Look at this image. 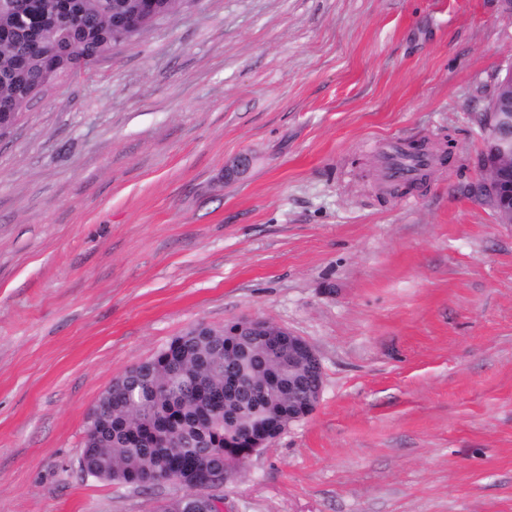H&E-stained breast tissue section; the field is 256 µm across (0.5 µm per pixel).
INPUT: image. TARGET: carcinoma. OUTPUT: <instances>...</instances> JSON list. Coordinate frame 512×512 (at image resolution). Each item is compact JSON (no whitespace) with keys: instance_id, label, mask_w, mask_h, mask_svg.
<instances>
[{"instance_id":"1","label":"carcinoma","mask_w":512,"mask_h":512,"mask_svg":"<svg viewBox=\"0 0 512 512\" xmlns=\"http://www.w3.org/2000/svg\"><path fill=\"white\" fill-rule=\"evenodd\" d=\"M143 0H0V133L27 107L24 89L49 65L69 64L70 48L91 63ZM512 100V72L498 82L490 111ZM319 387L307 368L288 365V337L233 336L198 324L154 357L113 380L93 408L81 470L95 479L148 489L176 479L184 493L158 512H206L194 489L240 469L254 441L288 428Z\"/></svg>"}]
</instances>
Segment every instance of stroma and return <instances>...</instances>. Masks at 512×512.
<instances>
[{
  "mask_svg": "<svg viewBox=\"0 0 512 512\" xmlns=\"http://www.w3.org/2000/svg\"><path fill=\"white\" fill-rule=\"evenodd\" d=\"M509 68L503 0H183L35 99L0 140V512L181 494L85 476L88 414L246 316L323 388L224 512H512V224L468 191ZM388 139L451 156L392 197Z\"/></svg>",
  "mask_w": 512,
  "mask_h": 512,
  "instance_id": "1",
  "label": "stroma"
}]
</instances>
